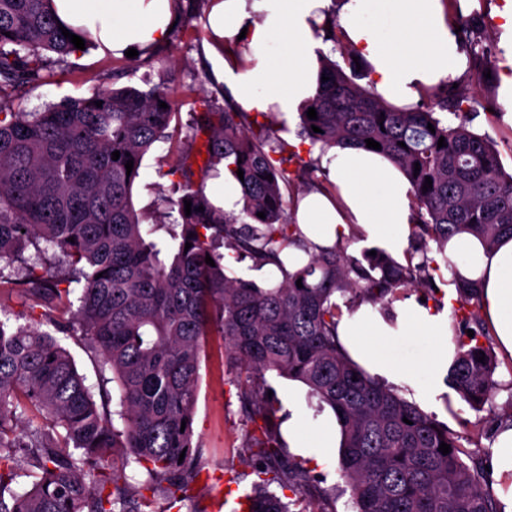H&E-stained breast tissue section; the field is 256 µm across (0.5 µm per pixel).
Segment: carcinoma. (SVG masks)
I'll return each mask as SVG.
<instances>
[{"instance_id":"carcinoma-1","label":"carcinoma","mask_w":512,"mask_h":512,"mask_svg":"<svg viewBox=\"0 0 512 512\" xmlns=\"http://www.w3.org/2000/svg\"><path fill=\"white\" fill-rule=\"evenodd\" d=\"M50 3L0 0V286L22 287L47 319L64 314L55 329L88 346L100 377L112 373L119 409L97 401L55 335L0 318V512H142L159 498L171 506L193 501L202 472L194 430L201 357L213 333L247 373L239 398L251 405L249 420L262 422L251 451L264 482L285 473L309 479L303 470L283 468L271 431L278 407L252 385L272 371L305 385L318 407L336 414L341 471L357 512H497L483 472L463 461L458 437L362 371L336 337L340 299L348 307L369 300L386 311L400 290L435 287L440 266L428 256V241L442 254L448 236L461 229L489 247L512 236V175L498 151L466 124L450 126L440 116L465 111L467 98L444 84L429 104L398 108L324 57L321 72L329 80L300 109L310 146L364 149L371 138L407 176L412 238L420 244L406 250L402 263L381 250L362 262L339 246L309 251L283 190L295 189L318 164L282 167L293 152L274 129V113L226 109L211 94L192 102L191 123L173 144L180 159L161 173L177 195L170 205L178 218L144 224L133 186L145 155L178 116L173 87L147 78L142 87L104 88L37 112L4 105L15 91L44 83L51 67L76 52ZM311 107L315 120L307 118ZM222 166L234 176L244 172L237 214L205 191L206 179ZM427 177L432 187L425 190ZM290 246L309 252L305 265L288 269ZM29 249L46 263H27ZM228 257L248 258L256 269L273 264L282 280L261 286L231 276ZM56 266L67 276L52 274ZM456 290L457 357L449 378L480 409L495 388L498 362L478 316L480 289L459 283ZM23 417L36 427L19 431ZM443 442L451 448L446 455L439 452ZM118 459L139 464L147 479L132 488L119 484L107 472ZM247 503L249 512H289L264 490Z\"/></svg>"}]
</instances>
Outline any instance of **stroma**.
<instances>
[{
  "label": "stroma",
  "instance_id": "1",
  "mask_svg": "<svg viewBox=\"0 0 512 512\" xmlns=\"http://www.w3.org/2000/svg\"><path fill=\"white\" fill-rule=\"evenodd\" d=\"M511 1L467 0L463 13L474 19L471 38L492 50L498 68L492 71L490 78H478V62L473 59L468 70L456 79L458 92L468 99L466 118L470 128L493 142L509 174L512 173V127L503 124L501 118L512 110V102L499 94V70L512 60V32L504 29L501 16ZM205 21V16L199 14L186 19L182 34L161 43L148 61L139 55L118 62L95 50L73 53L64 68L54 70L40 87L20 95L14 107L33 112L46 103L66 97H86L101 88L140 85L147 74L155 80L171 79L180 92L204 88L219 97L228 94L227 85L216 80V61L205 50L209 38ZM177 158V152L172 151L166 141L156 143L145 157L141 175L133 188V204L143 223L162 220L165 211L162 198L167 195L170 182L159 176L158 169L175 164ZM63 343L95 397L110 407H117L115 383L101 380L95 358L84 343L70 337L64 338ZM200 375L195 433L203 440L204 472L195 499L185 503L181 512H205L210 498L223 494L225 487L248 492L258 480L255 461L246 450L253 426L238 398L240 374L228 363L221 337H210ZM494 379L492 398L483 409H472L449 387L440 395L439 405L432 412L433 418L447 425L458 436L464 450L474 456L488 454L494 427L504 410L512 406V358H499ZM259 385L261 390L271 392L278 404L275 431L280 436L288 434L293 407H300L308 419H315L316 412L309 403L307 389L300 382L269 372ZM283 455L286 463L304 466L310 475L308 485L301 488L285 482L271 484V491L283 501L297 504L302 512H355L350 495L344 491L339 448L330 449L329 464L324 468L304 462L302 456L288 448Z\"/></svg>",
  "mask_w": 512,
  "mask_h": 512
}]
</instances>
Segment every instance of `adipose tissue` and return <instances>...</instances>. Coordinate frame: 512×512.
Segmentation results:
<instances>
[{
    "mask_svg": "<svg viewBox=\"0 0 512 512\" xmlns=\"http://www.w3.org/2000/svg\"><path fill=\"white\" fill-rule=\"evenodd\" d=\"M59 20L83 30L101 52L116 56L165 41L174 23L171 0H52ZM336 11L341 38L369 68L385 100L415 103L448 77L463 72L467 57L452 29L455 10L444 0H213L207 19L210 50L222 82L249 112L295 116L318 88L325 47L314 36ZM328 188L303 196L295 221L310 242L361 244L405 253L413 222L412 187L386 157L358 148H332L320 157ZM449 278L478 283L482 315L500 349L512 356V237L489 248L474 234L448 240ZM341 344L369 375L409 386L421 400L444 388L456 357L447 312L407 302L388 321L377 305L356 303L336 325ZM338 432L312 426L302 413L288 422V446L325 463ZM491 486L500 512H512V427L500 429L489 451Z\"/></svg>",
    "mask_w": 512,
    "mask_h": 512,
    "instance_id": "adipose-tissue-1",
    "label": "adipose tissue"
}]
</instances>
